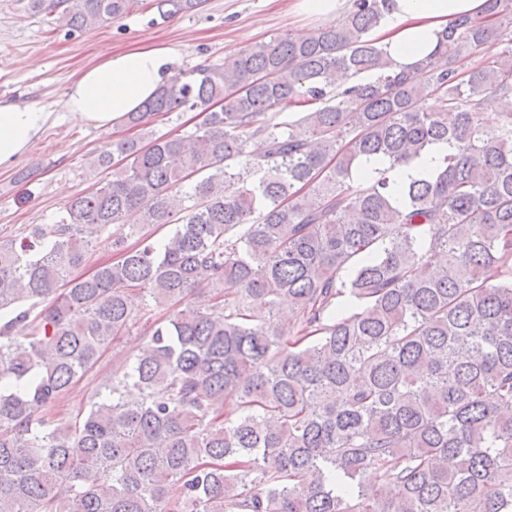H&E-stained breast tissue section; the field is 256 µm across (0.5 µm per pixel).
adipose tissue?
Wrapping results in <instances>:
<instances>
[{
  "mask_svg": "<svg viewBox=\"0 0 512 512\" xmlns=\"http://www.w3.org/2000/svg\"><path fill=\"white\" fill-rule=\"evenodd\" d=\"M486 0H393L373 32V37L396 69H411L432 54L443 28L460 17L479 18ZM173 49L145 45L123 53H107L69 85L65 111L71 120L110 129L123 123L128 113L143 109L170 78ZM53 118L52 113L20 101L0 100V168L24 157ZM447 152L433 145L419 158L392 166L383 157L364 160L358 179L387 171L392 187H399L434 170Z\"/></svg>",
  "mask_w": 512,
  "mask_h": 512,
  "instance_id": "adipose-tissue-1",
  "label": "adipose tissue"
}]
</instances>
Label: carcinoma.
<instances>
[{
    "instance_id": "obj_1",
    "label": "carcinoma",
    "mask_w": 512,
    "mask_h": 512,
    "mask_svg": "<svg viewBox=\"0 0 512 512\" xmlns=\"http://www.w3.org/2000/svg\"><path fill=\"white\" fill-rule=\"evenodd\" d=\"M391 2L174 75L88 156L105 178L0 241V512H512V0L450 22L421 81L371 38ZM136 3L49 13L86 30ZM205 4L153 0L164 22ZM286 99L317 108L280 121ZM187 110L194 131L156 133ZM436 143L397 192L353 177ZM147 307L108 394L55 423ZM448 147L443 143L433 145L427 152L419 158L414 159L410 163L393 168L391 162L383 157H371L363 160L356 178L359 180H367L369 177L376 175V171L388 170L391 187L399 188L404 183L417 179L434 170L444 154L447 153ZM112 228L104 231L98 236L96 247L88 255L85 265L78 271V273H88L93 270L99 263L112 259ZM162 314L157 310H136L132 325L125 336H119L111 342L97 364L78 378L55 403L53 413L59 424H68L78 411H86L93 402L99 401L98 393H105L104 382L112 377V369L127 360L133 361L139 350L147 344L151 327Z\"/></svg>"
}]
</instances>
